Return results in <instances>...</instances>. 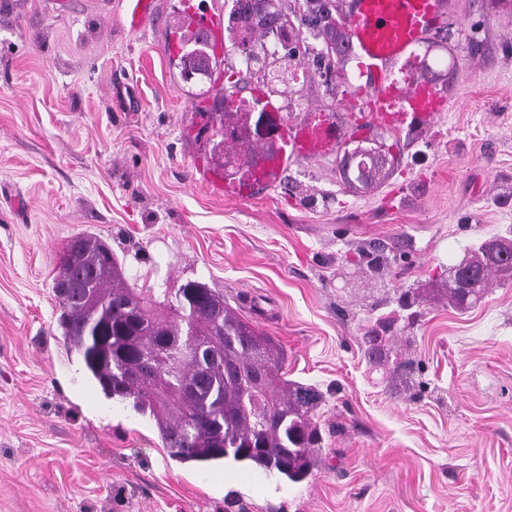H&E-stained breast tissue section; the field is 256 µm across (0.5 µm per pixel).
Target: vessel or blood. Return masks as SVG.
Returning a JSON list of instances; mask_svg holds the SVG:
<instances>
[{
    "instance_id": "vessel-or-blood-1",
    "label": "vessel or blood",
    "mask_w": 512,
    "mask_h": 512,
    "mask_svg": "<svg viewBox=\"0 0 512 512\" xmlns=\"http://www.w3.org/2000/svg\"><path fill=\"white\" fill-rule=\"evenodd\" d=\"M119 2L135 27L152 17L156 5L155 0ZM342 10L351 51L365 78L355 88L350 108L366 110L371 123L396 132L407 124L429 128L447 109L446 92L424 75L398 81L394 70L413 66L416 47L450 18L449 0H342ZM188 33L207 35L213 48H220L221 19L212 12L192 14ZM356 132V127L311 112L299 121L280 123L272 145L261 149L240 175L212 171L208 177L225 197L248 200L273 185L288 162L335 154Z\"/></svg>"
}]
</instances>
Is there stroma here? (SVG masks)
I'll return each instance as SVG.
<instances>
[{
	"label": "stroma",
	"instance_id": "obj_1",
	"mask_svg": "<svg viewBox=\"0 0 512 512\" xmlns=\"http://www.w3.org/2000/svg\"><path fill=\"white\" fill-rule=\"evenodd\" d=\"M180 0L130 30L117 0H0V512H512V285L460 314L426 307L393 348L410 380L370 369L359 342L377 305L447 273L512 228V0H452L418 53L448 110L399 139L393 174L352 191L333 154L289 162L247 200L224 198L209 81L167 50ZM478 53H471V46ZM219 68L290 122L346 121L356 62L329 78L302 58L244 67L231 32ZM89 231L155 295L199 279L282 345L288 378L326 394L322 458L298 484L225 463L172 460L149 418L107 399L56 329L53 278ZM389 268L355 266L371 243Z\"/></svg>",
	"mask_w": 512,
	"mask_h": 512
}]
</instances>
